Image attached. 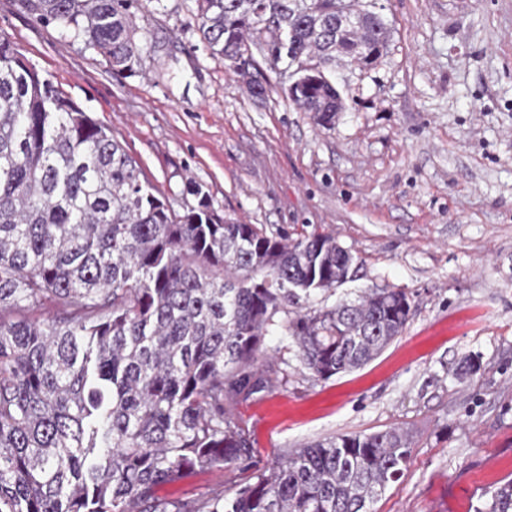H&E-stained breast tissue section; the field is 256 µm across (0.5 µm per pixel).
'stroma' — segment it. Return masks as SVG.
<instances>
[{
	"label": "stroma",
	"mask_w": 512,
	"mask_h": 512,
	"mask_svg": "<svg viewBox=\"0 0 512 512\" xmlns=\"http://www.w3.org/2000/svg\"><path fill=\"white\" fill-rule=\"evenodd\" d=\"M391 37L369 66L336 67L344 110L331 125L295 108L293 72L254 49L255 97L214 58L196 0H140L142 60L112 75L102 57L18 0L0 34L109 128L176 212L199 184L220 220L267 233L328 234L363 263V288L405 291L404 331L364 367L288 382L239 402L264 466L326 437L400 427L413 443L375 512H476L512 477V0H381ZM476 372L459 377L466 359ZM203 468L160 497L195 499L243 482Z\"/></svg>",
	"instance_id": "35a3bbf8"
}]
</instances>
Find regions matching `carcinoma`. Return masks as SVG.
Returning a JSON list of instances; mask_svg holds the SVG:
<instances>
[{"label":"carcinoma","mask_w":512,"mask_h":512,"mask_svg":"<svg viewBox=\"0 0 512 512\" xmlns=\"http://www.w3.org/2000/svg\"><path fill=\"white\" fill-rule=\"evenodd\" d=\"M196 2L206 48L253 95L266 92L254 45L270 68L296 66L290 99L328 125L344 105L327 71L373 64L390 39L374 0ZM21 4L115 76L141 62L138 0ZM188 192L197 204L179 215L112 131L0 36V512H373L407 470L400 427L254 464L231 406L288 381V357L264 356L268 333L283 329L326 381L378 357L410 301L368 288L313 308L356 276L351 251L222 222L199 185ZM198 467L253 475L202 500L157 495ZM477 512H512V477Z\"/></svg>","instance_id":"obj_1"}]
</instances>
